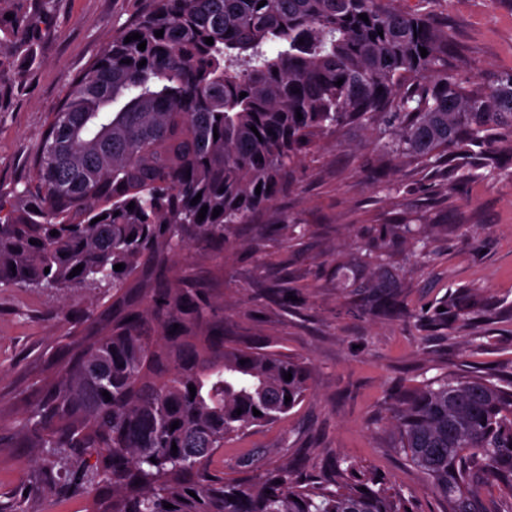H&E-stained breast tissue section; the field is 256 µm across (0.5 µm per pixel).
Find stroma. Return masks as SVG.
Returning <instances> with one entry per match:
<instances>
[{
    "label": "stroma",
    "instance_id": "stroma-1",
    "mask_svg": "<svg viewBox=\"0 0 512 512\" xmlns=\"http://www.w3.org/2000/svg\"><path fill=\"white\" fill-rule=\"evenodd\" d=\"M447 24L459 71L488 80L512 70V0H401ZM134 10V0H55L52 23L32 36L35 59L0 73V189L20 185L47 112L66 96ZM376 152L369 132L350 128L308 155L286 191L224 237L223 252L193 251L180 266L206 289L224 337L288 354L313 370L312 390L288 416L250 428L224 448V471L257 477L290 465L297 482L336 480L339 457L413 495L415 512H446L420 471L393 448L389 393L439 374H494L512 382V182H458L446 172L406 169L397 192L373 188L361 172ZM432 230V254L398 257L395 294L403 317L371 315L365 279L344 285L340 265L364 252L401 216ZM284 224L287 234L271 232ZM279 284L283 297L273 296ZM479 291L489 311L470 324L425 326L450 293ZM112 295L84 288L52 295L0 287V420L12 425L35 399L51 365L89 310ZM484 337L483 346L470 342ZM51 465L0 448V512H86L88 497L62 491Z\"/></svg>",
    "mask_w": 512,
    "mask_h": 512
}]
</instances>
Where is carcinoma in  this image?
<instances>
[{"label":"carcinoma","instance_id":"carcinoma-1","mask_svg":"<svg viewBox=\"0 0 512 512\" xmlns=\"http://www.w3.org/2000/svg\"><path fill=\"white\" fill-rule=\"evenodd\" d=\"M28 2L17 0L14 25L0 28V71L33 61L30 34L52 22L54 0L31 12ZM259 3L142 0L47 116L23 188L0 189V284L112 288L108 312L69 344L67 362L15 422L24 447L77 469L89 512L411 509L347 459L336 470L350 482L334 489L302 486L286 466L251 480L214 468L224 445L303 402L312 370L225 339L179 257L224 245L286 188L319 138L349 126L372 131L386 165L370 180L383 191L396 189V161L512 181V72L464 79L448 59V28L396 0ZM132 33L142 39L125 42ZM392 235L429 256L420 228L395 224ZM365 264L369 287L393 278L384 242L369 244ZM475 305L453 300L438 320L466 324ZM402 314L390 294H375L374 317ZM391 398L396 452L449 512H491L480 486L497 488L512 512V388L491 374L442 376Z\"/></svg>","mask_w":512,"mask_h":512}]
</instances>
